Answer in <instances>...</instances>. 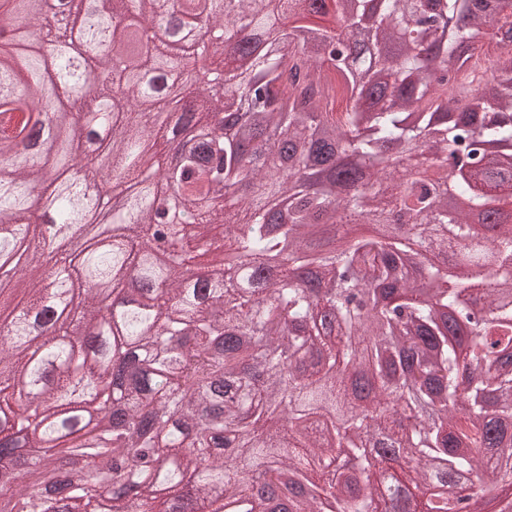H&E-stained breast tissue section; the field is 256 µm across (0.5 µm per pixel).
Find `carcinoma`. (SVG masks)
<instances>
[{"label": "carcinoma", "instance_id": "carcinoma-1", "mask_svg": "<svg viewBox=\"0 0 512 512\" xmlns=\"http://www.w3.org/2000/svg\"><path fill=\"white\" fill-rule=\"evenodd\" d=\"M109 2L75 37L36 20L0 29V117L43 100L58 113L53 178L34 162L0 169V225L12 226L0 257L27 271L0 285V310L19 295L22 309L42 308L45 259L82 303L52 337L50 371L30 357L22 316L0 327V453L35 459L11 512H271L256 475L286 493L309 485L280 512H473L475 481L512 474V0ZM117 15L139 21L142 58ZM328 15L332 26L300 23ZM241 21L255 48L234 45L223 71L203 72L223 94L169 109L158 70L183 77ZM46 44L60 51L51 69ZM102 44L105 80L69 70ZM167 109L171 134L190 125L203 138L171 176L195 204L182 224L144 185L166 176L141 141L167 140L154 122ZM85 112L112 122V197L131 234L78 258L46 249L29 216L38 187L57 224H86L101 208L96 170L71 174L88 155ZM28 125L0 136V152ZM256 142L267 145L259 165ZM392 152L421 168L400 173ZM480 212L500 222L469 223ZM475 236L484 248L472 261ZM164 237L176 254L162 265L150 249ZM209 251L239 269L200 288L183 267ZM266 257L281 259L273 280L261 275ZM115 265L133 268L139 287L114 284L123 299L105 314L89 285ZM94 334L118 353L131 346L126 407L147 426L105 413L113 360L83 357ZM17 374L32 386L20 415ZM358 381L373 392L363 407ZM371 435L396 445L378 471L363 446Z\"/></svg>", "mask_w": 512, "mask_h": 512}]
</instances>
